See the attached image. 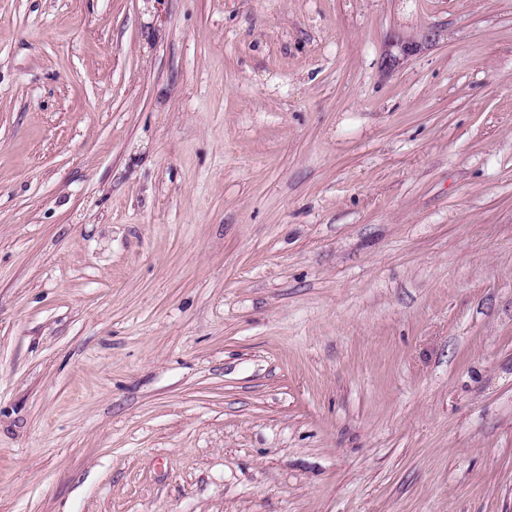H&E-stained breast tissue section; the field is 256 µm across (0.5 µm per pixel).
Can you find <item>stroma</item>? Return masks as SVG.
Segmentation results:
<instances>
[{
	"label": "stroma",
	"mask_w": 512,
	"mask_h": 512,
	"mask_svg": "<svg viewBox=\"0 0 512 512\" xmlns=\"http://www.w3.org/2000/svg\"><path fill=\"white\" fill-rule=\"evenodd\" d=\"M0 512H512V0H0Z\"/></svg>",
	"instance_id": "1"
}]
</instances>
